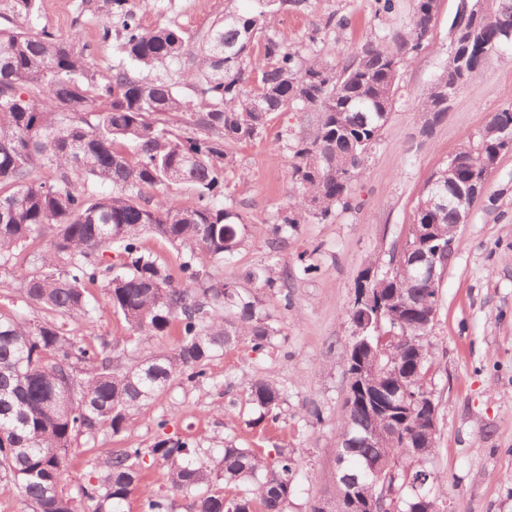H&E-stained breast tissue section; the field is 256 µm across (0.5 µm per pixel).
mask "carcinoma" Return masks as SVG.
<instances>
[{"mask_svg": "<svg viewBox=\"0 0 512 512\" xmlns=\"http://www.w3.org/2000/svg\"><path fill=\"white\" fill-rule=\"evenodd\" d=\"M252 2L250 13L225 12L193 42L177 26H144L135 0H111L121 30L105 26L103 38L116 39L117 59L100 71L86 49L75 48L78 36L37 28L34 0H0V269L55 228L39 266L22 279L26 300L49 318L0 310V482L18 488L31 512H76L61 489L76 438L126 431L173 380L202 381L206 363L241 337L254 352L271 345L277 330L262 302L205 269L204 259L227 261L245 241V219L225 204L235 148L260 138L275 112L314 114L313 131H286L291 189L272 225L280 249L288 230L358 208L351 185L382 136L401 68L431 43L436 24L430 0H415L409 32L374 37L338 69L271 29L272 17L301 0ZM502 21L512 24V0H492L479 38L494 54L512 56V40L498 36ZM441 81L417 94L427 131L442 116L435 111ZM190 84L187 95L182 86ZM508 126L512 99L461 148L469 163L457 183L512 150L501 133ZM45 168L52 178H42ZM90 181L111 193H90ZM178 184L193 189L195 205L170 196ZM438 186L448 187L446 164L418 204ZM454 223L449 211L428 224L418 252L447 249ZM145 233L186 249L177 270L144 249ZM228 233L232 249L224 246ZM412 261L396 248L385 272L371 278L366 271L355 287L348 316L365 331L343 346L347 373L372 371L380 393L367 404L346 396L335 448L344 458L338 512H363L368 498L385 512H447L441 476L424 467L437 447L429 422L439 403L426 380L437 365L429 333L442 277L420 276ZM248 279L277 285L272 265L253 268ZM90 284L103 288L135 338L126 362L59 323L91 313ZM365 293L373 303L360 306ZM174 329L170 349L145 350ZM242 397L258 410L257 421L275 424L287 393L257 379ZM147 456L165 471L166 491L143 499L141 512H173L177 496L185 512H285L294 495L296 460L287 449L267 457L226 439L215 457L201 442L174 435L95 457L99 477L80 487L87 512H125ZM380 457L390 467L376 476L367 463Z\"/></svg>", "mask_w": 512, "mask_h": 512, "instance_id": "cac0c4a2", "label": "carcinoma"}]
</instances>
